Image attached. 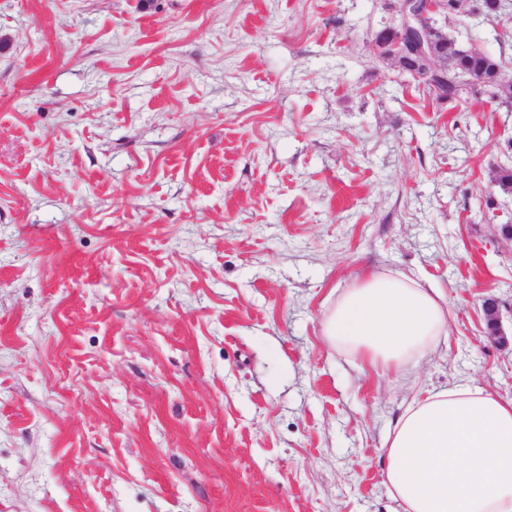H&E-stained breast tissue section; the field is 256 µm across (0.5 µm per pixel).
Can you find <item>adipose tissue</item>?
Masks as SVG:
<instances>
[{
  "mask_svg": "<svg viewBox=\"0 0 512 512\" xmlns=\"http://www.w3.org/2000/svg\"><path fill=\"white\" fill-rule=\"evenodd\" d=\"M448 333L436 289L370 273L338 296L328 344L381 373H401ZM385 484L404 512H512V400L454 384L411 403L389 434Z\"/></svg>",
  "mask_w": 512,
  "mask_h": 512,
  "instance_id": "1",
  "label": "adipose tissue"
}]
</instances>
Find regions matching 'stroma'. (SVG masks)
<instances>
[{
    "label": "stroma",
    "instance_id": "stroma-1",
    "mask_svg": "<svg viewBox=\"0 0 512 512\" xmlns=\"http://www.w3.org/2000/svg\"><path fill=\"white\" fill-rule=\"evenodd\" d=\"M480 4L438 23L510 83ZM400 8L0 0V512H404L403 410L512 399V107L416 91ZM369 271L448 303L408 374L322 334Z\"/></svg>",
    "mask_w": 512,
    "mask_h": 512
}]
</instances>
